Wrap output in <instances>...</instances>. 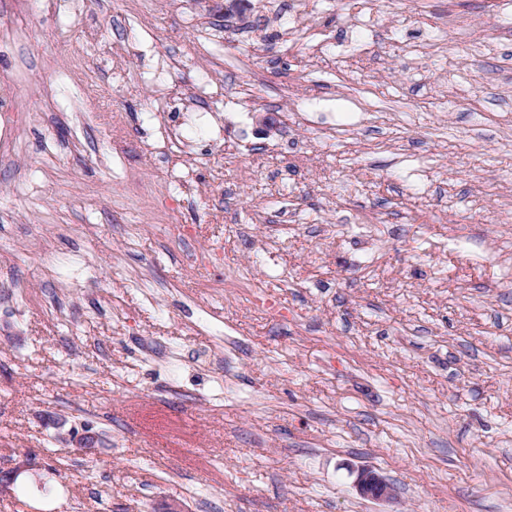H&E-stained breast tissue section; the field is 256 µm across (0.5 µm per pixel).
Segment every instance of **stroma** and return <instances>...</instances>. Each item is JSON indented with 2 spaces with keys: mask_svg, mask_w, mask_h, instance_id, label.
<instances>
[{
  "mask_svg": "<svg viewBox=\"0 0 512 512\" xmlns=\"http://www.w3.org/2000/svg\"><path fill=\"white\" fill-rule=\"evenodd\" d=\"M0 84V512H512V0H0ZM160 220L165 224H168V234L172 240L183 244H189L197 236V229L188 224H180L173 211H165L160 216ZM356 488L361 496L373 500H387L392 497V487L379 473L369 468L358 471Z\"/></svg>",
  "mask_w": 512,
  "mask_h": 512,
  "instance_id": "35a3bbf8",
  "label": "stroma"
}]
</instances>
